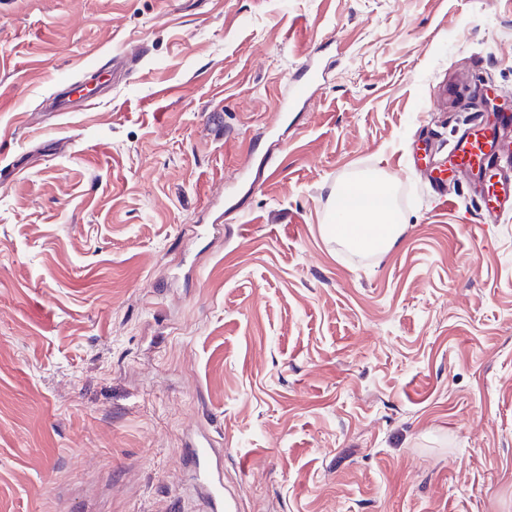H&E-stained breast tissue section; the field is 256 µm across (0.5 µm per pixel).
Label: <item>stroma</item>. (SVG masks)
Wrapping results in <instances>:
<instances>
[{
  "label": "stroma",
  "instance_id": "stroma-1",
  "mask_svg": "<svg viewBox=\"0 0 512 512\" xmlns=\"http://www.w3.org/2000/svg\"><path fill=\"white\" fill-rule=\"evenodd\" d=\"M490 91L512 0H0V512H512V212L408 166ZM392 187L376 174L344 185L337 197L334 224L327 232L365 252H387L401 238L404 224L391 203ZM202 484L206 491V498L211 511L235 512V502L224 501V489L219 475L210 467L204 468L202 472Z\"/></svg>",
  "mask_w": 512,
  "mask_h": 512
}]
</instances>
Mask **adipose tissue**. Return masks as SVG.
<instances>
[{"instance_id": "ef3b65f1", "label": "adipose tissue", "mask_w": 512, "mask_h": 512, "mask_svg": "<svg viewBox=\"0 0 512 512\" xmlns=\"http://www.w3.org/2000/svg\"><path fill=\"white\" fill-rule=\"evenodd\" d=\"M392 187L375 174L344 185L337 197L330 234L365 252H387L401 238L403 226L391 203Z\"/></svg>"}]
</instances>
